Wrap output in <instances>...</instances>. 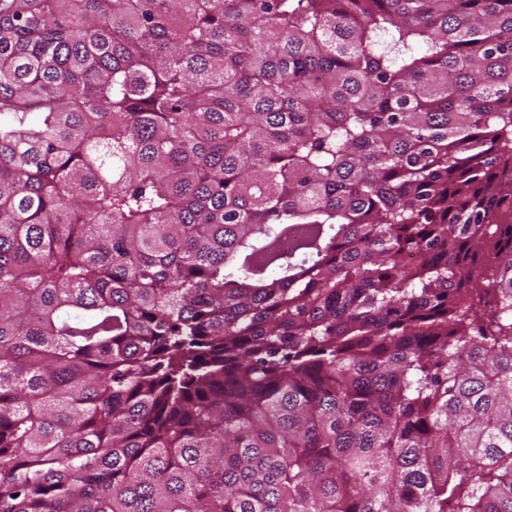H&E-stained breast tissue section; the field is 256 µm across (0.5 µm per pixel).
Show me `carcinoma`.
<instances>
[{"instance_id": "carcinoma-1", "label": "carcinoma", "mask_w": 512, "mask_h": 512, "mask_svg": "<svg viewBox=\"0 0 512 512\" xmlns=\"http://www.w3.org/2000/svg\"><path fill=\"white\" fill-rule=\"evenodd\" d=\"M0 512H512V0H0Z\"/></svg>"}]
</instances>
